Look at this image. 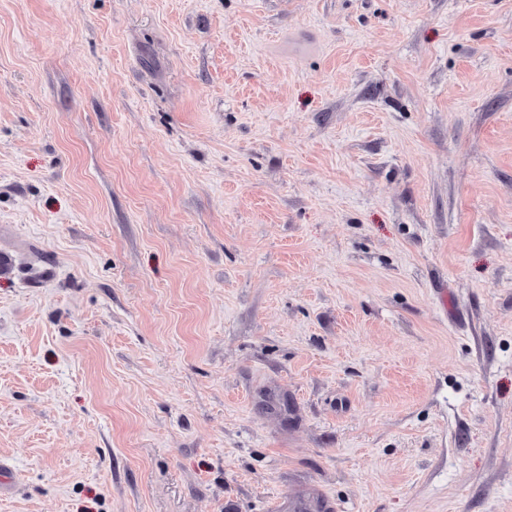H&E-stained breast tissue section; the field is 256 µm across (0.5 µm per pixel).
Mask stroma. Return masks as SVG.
Wrapping results in <instances>:
<instances>
[{"instance_id":"1","label":"stroma","mask_w":512,"mask_h":512,"mask_svg":"<svg viewBox=\"0 0 512 512\" xmlns=\"http://www.w3.org/2000/svg\"><path fill=\"white\" fill-rule=\"evenodd\" d=\"M3 256L0 512H512V0H0Z\"/></svg>"}]
</instances>
